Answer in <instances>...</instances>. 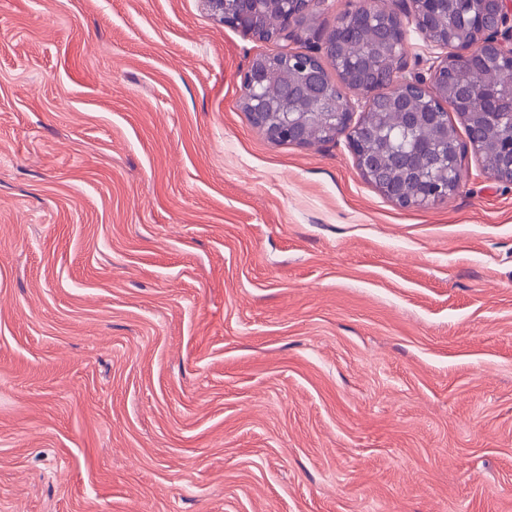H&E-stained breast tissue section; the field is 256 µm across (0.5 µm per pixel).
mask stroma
Returning a JSON list of instances; mask_svg holds the SVG:
<instances>
[{"mask_svg":"<svg viewBox=\"0 0 512 512\" xmlns=\"http://www.w3.org/2000/svg\"><path fill=\"white\" fill-rule=\"evenodd\" d=\"M207 0H0V512H512V182L402 207L243 110Z\"/></svg>","mask_w":512,"mask_h":512,"instance_id":"1","label":"stroma"}]
</instances>
